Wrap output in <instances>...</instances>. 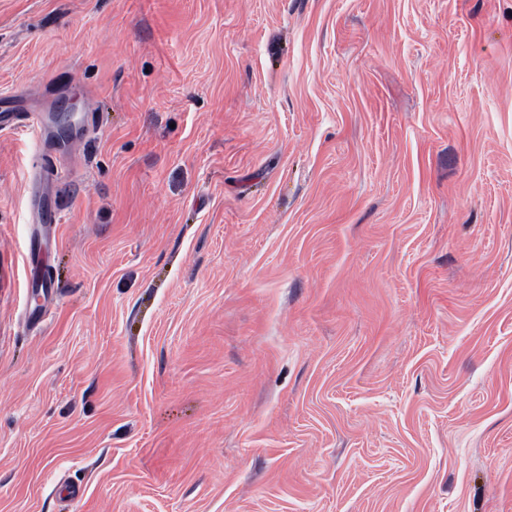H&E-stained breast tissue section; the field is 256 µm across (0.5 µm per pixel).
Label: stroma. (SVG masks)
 Returning a JSON list of instances; mask_svg holds the SVG:
<instances>
[{
  "instance_id": "stroma-1",
  "label": "stroma",
  "mask_w": 512,
  "mask_h": 512,
  "mask_svg": "<svg viewBox=\"0 0 512 512\" xmlns=\"http://www.w3.org/2000/svg\"><path fill=\"white\" fill-rule=\"evenodd\" d=\"M67 107L0 133V512H512V0H0Z\"/></svg>"
}]
</instances>
